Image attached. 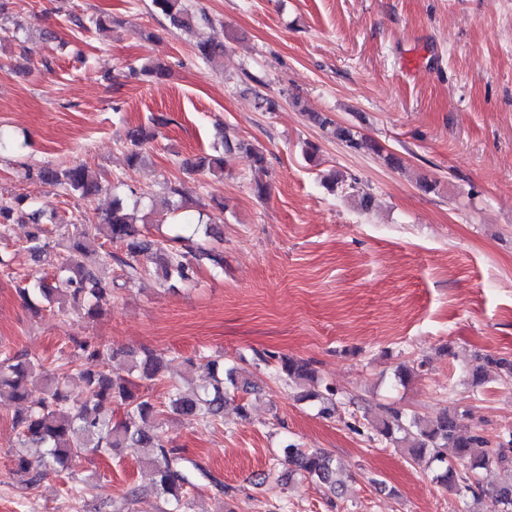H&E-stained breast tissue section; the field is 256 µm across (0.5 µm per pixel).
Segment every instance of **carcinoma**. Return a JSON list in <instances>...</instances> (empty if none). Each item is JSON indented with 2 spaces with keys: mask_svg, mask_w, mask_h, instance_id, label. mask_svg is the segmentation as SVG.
Returning <instances> with one entry per match:
<instances>
[{
  "mask_svg": "<svg viewBox=\"0 0 512 512\" xmlns=\"http://www.w3.org/2000/svg\"><path fill=\"white\" fill-rule=\"evenodd\" d=\"M154 10L170 23L185 32L200 25L211 24L205 11L186 3V0H151ZM196 55L210 61L224 54V43L207 40L195 46ZM309 119L330 136L357 153L383 157L395 169L402 168L401 158L387 154L372 138L359 134L351 126H342L329 117L312 112ZM169 119L154 120V128L137 127L126 133L131 149L127 154L129 165L141 161L139 148L155 138L156 128L165 126ZM224 151L244 152L252 161L251 188L263 197L269 190L266 180L269 170L265 154L251 144L238 140H224ZM189 174L223 172V158L200 155L182 165ZM26 178L62 190L69 196L86 198L102 189L98 176L83 164L70 166H41L26 172ZM329 186L359 200L361 210L373 207V197L360 190L353 177L332 175ZM24 198H0V240L6 238L9 226L15 223L30 225L22 249L38 261H46L55 268L53 280L39 279L18 288L22 298L40 296L51 308L65 316L78 312L89 320L100 316L98 300L112 293V283L99 275V271L85 263L92 243L105 237L122 245L123 251L110 252L106 259L123 268L128 279L152 271L170 289L192 279L193 261L208 260L216 264L223 256L202 244L192 248L188 238L177 234L158 241L139 229L136 218L120 200L112 202L100 224L68 222L52 214L49 217L38 211L23 208ZM49 224H67L71 233L65 236L66 255L62 260L53 258L56 244L50 238ZM69 368L58 375L40 360L8 347L0 349V395L7 394L17 405L12 417L14 427L21 430L22 447L36 448L35 456L18 452L11 459V473L28 489L36 488L50 472L68 471L78 458L118 456L132 451L152 474L151 491L175 512H187L190 490L196 488L185 474L184 458L169 446L158 431L157 424L168 415L198 418L213 422L222 417L224 403L231 391L255 389L251 380L240 377L239 368L220 356L207 363L209 383L197 391L187 392L176 385L168 387L167 403L160 408L149 396L152 385L162 380L166 362L151 350H111L89 340H75ZM117 356L124 357L126 369L122 373L99 369L95 362L105 363ZM278 377L288 386L299 390L298 400H316L318 413L329 417L336 412V393L329 385L319 391L315 369L308 361L281 356L276 359ZM512 376V357L478 354L469 369L471 385L481 387L489 382V371ZM79 381L84 397L77 400L68 387V381ZM46 382L44 396L36 403H28L29 385L34 381ZM123 407L120 417H115L112 404ZM378 436L387 442L409 449L411 458L424 462L427 467L438 469L436 479L459 493L475 497L485 494L480 482V472L490 468L504 473L502 482L490 493L489 512H512V457L507 449L509 440L493 441L482 433H461V415L454 409H444L434 417L406 415L387 407L384 414L374 420ZM283 460L315 485L336 495L343 489L336 459L316 449L300 448L287 443L281 448ZM467 463L466 468L458 465Z\"/></svg>",
  "mask_w": 512,
  "mask_h": 512,
  "instance_id": "cac0c4a2",
  "label": "carcinoma"
}]
</instances>
